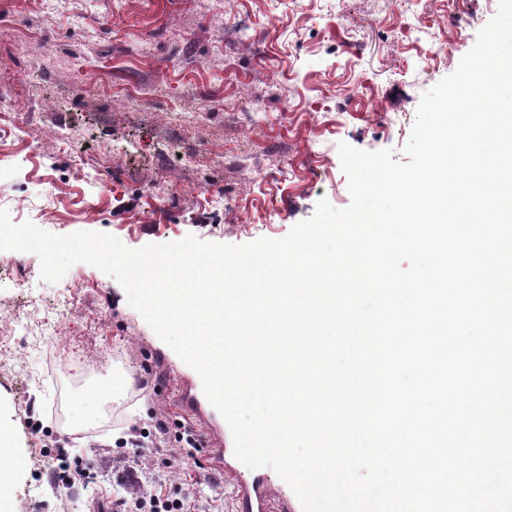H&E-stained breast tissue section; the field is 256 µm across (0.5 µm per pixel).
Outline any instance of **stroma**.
<instances>
[{"mask_svg": "<svg viewBox=\"0 0 512 512\" xmlns=\"http://www.w3.org/2000/svg\"><path fill=\"white\" fill-rule=\"evenodd\" d=\"M498 0H0V60L23 92L0 138V209L56 235L101 232L126 247L192 235L242 245L279 239L320 200L349 206L337 145L402 159L424 92L451 74ZM250 17L261 52L228 50ZM136 91V105H105ZM78 138L107 163L105 191L59 147ZM196 153L186 167L180 156ZM122 397L83 399L110 376ZM232 431L201 380L127 301L122 285L79 262L49 283L29 252L0 251V421L12 429V512H93L122 495L115 476L62 486L47 457L100 462L178 449L157 421ZM187 512H231L223 473L201 450L163 481Z\"/></svg>", "mask_w": 512, "mask_h": 512, "instance_id": "1", "label": "stroma"}]
</instances>
